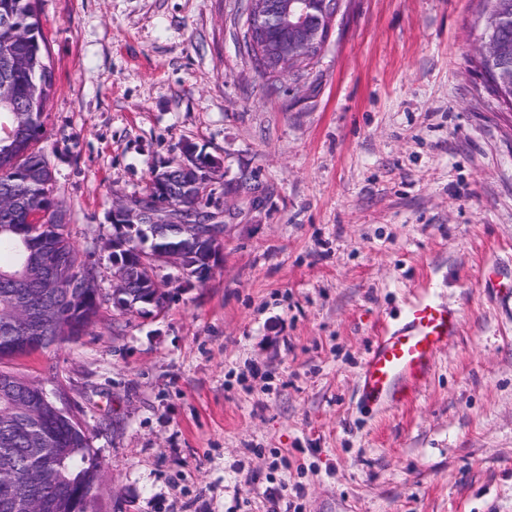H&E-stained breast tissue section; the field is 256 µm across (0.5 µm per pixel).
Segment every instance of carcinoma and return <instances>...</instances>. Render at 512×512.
<instances>
[{"instance_id": "obj_1", "label": "carcinoma", "mask_w": 512, "mask_h": 512, "mask_svg": "<svg viewBox=\"0 0 512 512\" xmlns=\"http://www.w3.org/2000/svg\"><path fill=\"white\" fill-rule=\"evenodd\" d=\"M480 66L499 96L512 106V0H486ZM55 70L46 49L39 0H0V355L33 353L19 345L29 312L44 320V348L71 342L97 323L103 299L95 286L96 262L82 258L66 227L67 210L56 197L55 174L36 147L45 127ZM223 173L207 156L184 168L178 161L151 172L141 200L161 203L172 215L207 209L200 190ZM38 225L29 233L27 225ZM152 250H172L187 275L203 283L221 242L202 226L147 225ZM133 276L121 299L163 307L158 269L137 244L116 251ZM0 382V480L24 489L31 512H94L99 464L81 423L43 401L42 386L15 375Z\"/></svg>"}]
</instances>
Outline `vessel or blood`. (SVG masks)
<instances>
[{
  "label": "vessel or blood",
  "instance_id": "1",
  "mask_svg": "<svg viewBox=\"0 0 512 512\" xmlns=\"http://www.w3.org/2000/svg\"><path fill=\"white\" fill-rule=\"evenodd\" d=\"M460 316L431 299L412 304L405 320L373 341L359 375L362 409L398 406L428 381L440 348L455 336Z\"/></svg>",
  "mask_w": 512,
  "mask_h": 512
}]
</instances>
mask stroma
Segmentation results:
<instances>
[{
  "label": "stroma",
  "instance_id": "35a3bbf8",
  "mask_svg": "<svg viewBox=\"0 0 512 512\" xmlns=\"http://www.w3.org/2000/svg\"><path fill=\"white\" fill-rule=\"evenodd\" d=\"M315 77L268 88L237 0H41L39 146L112 292L113 205L190 141L224 165L223 259L163 309L10 363L91 432L96 512H512V112L475 62L484 0H346ZM430 297L456 336L359 411L378 333Z\"/></svg>",
  "mask_w": 512,
  "mask_h": 512
}]
</instances>
